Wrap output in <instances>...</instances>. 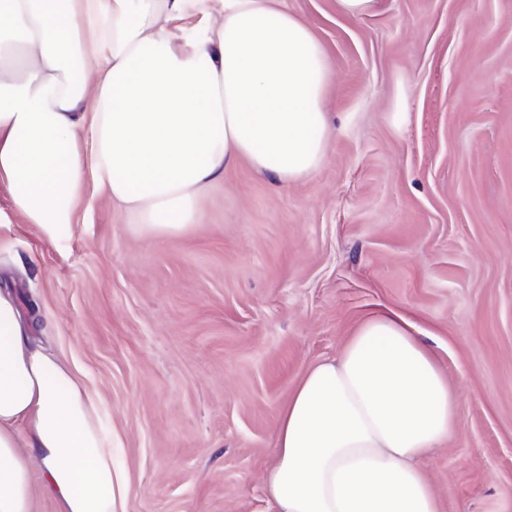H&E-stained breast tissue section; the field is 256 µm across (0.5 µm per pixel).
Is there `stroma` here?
Masks as SVG:
<instances>
[{"label": "stroma", "instance_id": "stroma-1", "mask_svg": "<svg viewBox=\"0 0 512 512\" xmlns=\"http://www.w3.org/2000/svg\"><path fill=\"white\" fill-rule=\"evenodd\" d=\"M285 4L331 64L321 167L286 185L240 161L176 237L86 184L61 245L13 215L0 289L110 412L125 512H269L280 406L380 307L462 417L420 461L441 512H512V0ZM341 11L352 18L372 16L377 13L380 0H336Z\"/></svg>", "mask_w": 512, "mask_h": 512}]
</instances>
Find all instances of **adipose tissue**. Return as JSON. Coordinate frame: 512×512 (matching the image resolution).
<instances>
[{"mask_svg":"<svg viewBox=\"0 0 512 512\" xmlns=\"http://www.w3.org/2000/svg\"><path fill=\"white\" fill-rule=\"evenodd\" d=\"M188 11L221 21L170 27ZM330 86L325 48L279 0H0V252L15 212L61 240L89 178L149 236L188 233L238 160L299 182L327 154ZM411 327L379 309L300 379L265 470L272 512H440L419 460L461 419ZM118 445L100 401L0 291V512H35L40 491L57 512H122Z\"/></svg>","mask_w":512,"mask_h":512,"instance_id":"adipose-tissue-1","label":"adipose tissue"}]
</instances>
